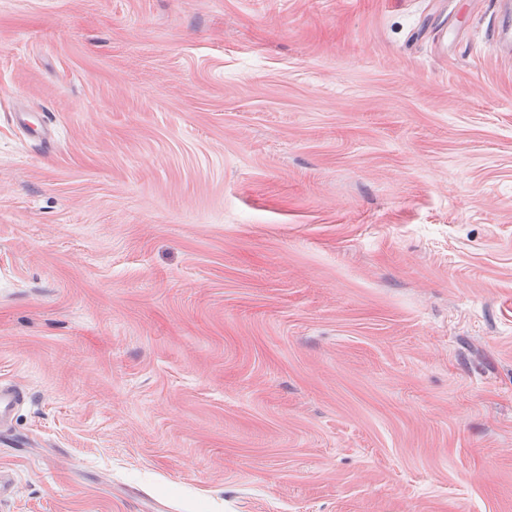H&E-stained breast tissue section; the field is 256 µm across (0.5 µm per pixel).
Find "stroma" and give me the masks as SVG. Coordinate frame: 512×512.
<instances>
[{
    "mask_svg": "<svg viewBox=\"0 0 512 512\" xmlns=\"http://www.w3.org/2000/svg\"><path fill=\"white\" fill-rule=\"evenodd\" d=\"M494 0H0V512H512Z\"/></svg>",
    "mask_w": 512,
    "mask_h": 512,
    "instance_id": "35a3bbf8",
    "label": "stroma"
}]
</instances>
